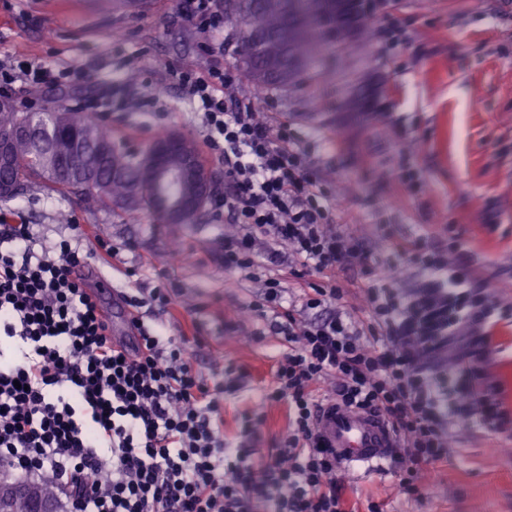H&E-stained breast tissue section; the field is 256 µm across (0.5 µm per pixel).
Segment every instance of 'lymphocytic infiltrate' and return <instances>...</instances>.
<instances>
[{"mask_svg": "<svg viewBox=\"0 0 512 512\" xmlns=\"http://www.w3.org/2000/svg\"><path fill=\"white\" fill-rule=\"evenodd\" d=\"M375 19L371 54L410 39L392 0H359ZM181 86L201 114L204 142L224 165V269L263 283L257 308L285 352L266 402H286L277 448H224V383L194 368L199 336H166L133 317L135 346L111 338L82 271L83 237L35 252L29 225L0 230V476L50 479L68 512H352L348 483L321 448L323 402L382 412L399 440V491L412 495L446 458L454 432L512 428L502 387L486 371L500 346L491 298L466 244L428 236L368 251L333 220L330 189L292 122L239 90L223 64L185 68ZM62 80L37 63L0 66V94ZM359 267L350 305L337 270ZM317 275L301 304H284L282 271ZM325 316L311 320L310 311Z\"/></svg>", "mask_w": 512, "mask_h": 512, "instance_id": "f902f5d3", "label": "lymphocytic infiltrate"}]
</instances>
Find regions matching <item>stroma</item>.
I'll use <instances>...</instances> for the list:
<instances>
[{
	"label": "stroma",
	"instance_id": "35a3bbf8",
	"mask_svg": "<svg viewBox=\"0 0 512 512\" xmlns=\"http://www.w3.org/2000/svg\"><path fill=\"white\" fill-rule=\"evenodd\" d=\"M397 17L412 36L396 55L359 53L354 43L330 44L322 62L295 86L270 88L281 119L298 124L320 167L335 184L333 214L344 232H361L367 248L427 234L434 246L462 238L467 258L485 288L512 304V0H399ZM200 34L181 0H147L144 8L101 12L97 0H0V61H47L83 76L65 93L28 88L17 93L18 111L49 110L59 102L87 108L112 131L115 144L139 155L159 132H178L200 147L216 179L223 166L202 145L200 121L177 74L218 60L234 69L228 53L202 56ZM388 104L405 135L396 142L375 113ZM406 149L424 182L404 190L389 174ZM9 224H29L43 244L92 224L107 239L131 246L108 268L91 257L90 277L105 276L112 290L97 296L113 312L114 300L173 291L174 304L147 303L139 313L165 334L200 331L196 367L210 374L223 356L230 391L224 394V440L237 446L245 411L275 385L283 353L267 335L265 319L234 312L260 289L225 272L224 212L207 207L189 224H162L147 210L129 219L124 210L40 184L1 204ZM263 332L246 345L242 336ZM504 451L491 453L494 442ZM437 477L418 495L397 494L383 472L340 486L344 499L366 512H512V440L479 427L454 433Z\"/></svg>",
	"mask_w": 512,
	"mask_h": 512
}]
</instances>
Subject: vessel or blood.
<instances>
[{
	"label": "vessel or blood",
	"mask_w": 512,
	"mask_h": 512,
	"mask_svg": "<svg viewBox=\"0 0 512 512\" xmlns=\"http://www.w3.org/2000/svg\"><path fill=\"white\" fill-rule=\"evenodd\" d=\"M319 436L342 465L351 471L369 473L396 448L398 439L381 414L337 408L324 404L318 417Z\"/></svg>",
	"instance_id": "b4317fda"
}]
</instances>
